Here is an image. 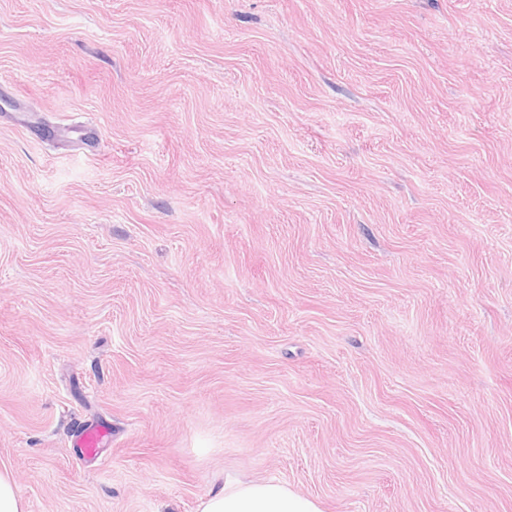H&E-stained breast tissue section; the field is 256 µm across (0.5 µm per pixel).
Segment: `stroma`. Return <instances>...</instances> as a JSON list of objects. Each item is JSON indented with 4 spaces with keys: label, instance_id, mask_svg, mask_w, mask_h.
I'll list each match as a JSON object with an SVG mask.
<instances>
[{
    "label": "stroma",
    "instance_id": "35a3bbf8",
    "mask_svg": "<svg viewBox=\"0 0 512 512\" xmlns=\"http://www.w3.org/2000/svg\"><path fill=\"white\" fill-rule=\"evenodd\" d=\"M2 467L512 512V0H0ZM107 435L108 432L104 426L94 424L82 426L77 446L82 448L83 455L86 458H94L98 455L99 448H101Z\"/></svg>",
    "mask_w": 512,
    "mask_h": 512
}]
</instances>
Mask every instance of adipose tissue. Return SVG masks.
Returning <instances> with one entry per match:
<instances>
[{
	"instance_id": "ef3b65f1",
	"label": "adipose tissue",
	"mask_w": 512,
	"mask_h": 512,
	"mask_svg": "<svg viewBox=\"0 0 512 512\" xmlns=\"http://www.w3.org/2000/svg\"><path fill=\"white\" fill-rule=\"evenodd\" d=\"M197 512H322L316 499L299 495L275 479L234 476L209 491Z\"/></svg>"
}]
</instances>
